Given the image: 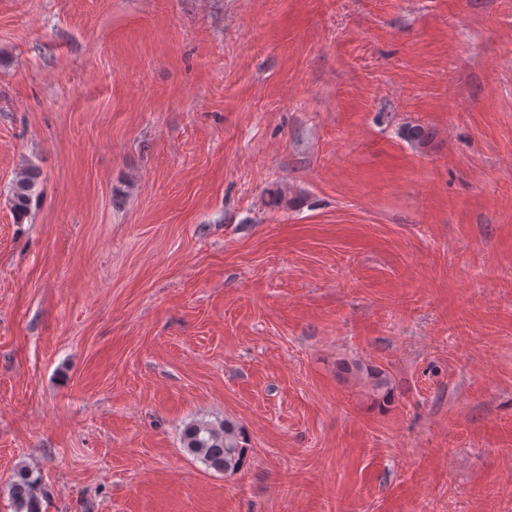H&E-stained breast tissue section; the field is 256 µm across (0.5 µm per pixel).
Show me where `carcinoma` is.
Here are the masks:
<instances>
[{
    "label": "carcinoma",
    "mask_w": 512,
    "mask_h": 512,
    "mask_svg": "<svg viewBox=\"0 0 512 512\" xmlns=\"http://www.w3.org/2000/svg\"><path fill=\"white\" fill-rule=\"evenodd\" d=\"M433 138L430 129L414 126L407 130V139L419 148L425 147ZM38 171L35 167L26 168L15 181L11 189V204L14 212L21 216L29 209L35 188ZM340 370L356 379L365 381L374 392L387 399L390 395L386 374L368 362L359 360L340 363ZM183 447L202 461L208 468L218 472H234L245 463L247 448L246 437L233 423L224 422L216 427L208 423H194L183 432ZM39 481L33 472L22 467L12 477L8 492L14 512H41L38 495Z\"/></svg>",
    "instance_id": "cac0c4a2"
}]
</instances>
